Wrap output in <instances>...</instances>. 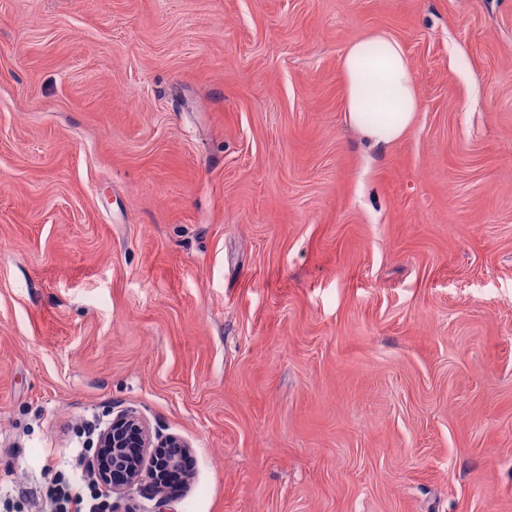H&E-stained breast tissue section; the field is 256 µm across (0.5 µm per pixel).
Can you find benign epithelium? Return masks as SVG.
Masks as SVG:
<instances>
[{"label": "benign epithelium", "instance_id": "benign-epithelium-1", "mask_svg": "<svg viewBox=\"0 0 512 512\" xmlns=\"http://www.w3.org/2000/svg\"><path fill=\"white\" fill-rule=\"evenodd\" d=\"M190 445L180 436L155 435L132 410H121L99 435L92 456L94 475L120 496L135 488L161 490L163 477L182 469Z\"/></svg>", "mask_w": 512, "mask_h": 512}]
</instances>
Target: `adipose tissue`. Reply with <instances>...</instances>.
I'll use <instances>...</instances> for the list:
<instances>
[{
    "label": "adipose tissue",
    "mask_w": 512,
    "mask_h": 512,
    "mask_svg": "<svg viewBox=\"0 0 512 512\" xmlns=\"http://www.w3.org/2000/svg\"><path fill=\"white\" fill-rule=\"evenodd\" d=\"M341 68L348 122L379 148L402 139L418 114L413 71L402 44L373 33L348 47Z\"/></svg>",
    "instance_id": "1"
}]
</instances>
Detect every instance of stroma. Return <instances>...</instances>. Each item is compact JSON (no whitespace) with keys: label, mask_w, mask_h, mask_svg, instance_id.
<instances>
[{"label":"stroma","mask_w":512,"mask_h":512,"mask_svg":"<svg viewBox=\"0 0 512 512\" xmlns=\"http://www.w3.org/2000/svg\"><path fill=\"white\" fill-rule=\"evenodd\" d=\"M123 409L171 512H512V0H0V512ZM371 46L378 48L377 54L369 52ZM341 68L347 121L375 147L402 139L418 114L413 71L402 44L385 33H373L348 47ZM369 106L375 112H365Z\"/></svg>","instance_id":"35a3bbf8"}]
</instances>
